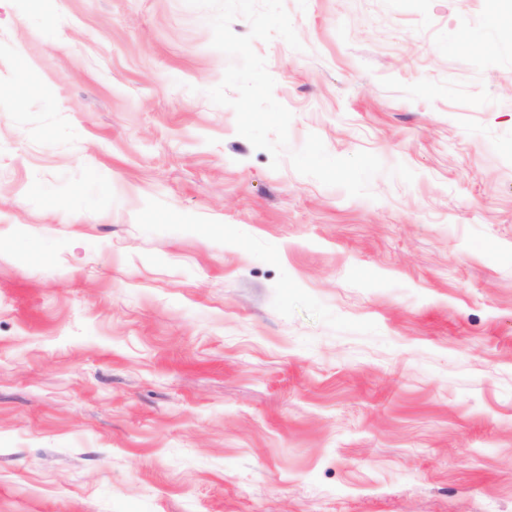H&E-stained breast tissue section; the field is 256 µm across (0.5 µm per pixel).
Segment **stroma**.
<instances>
[{"instance_id":"obj_1","label":"stroma","mask_w":512,"mask_h":512,"mask_svg":"<svg viewBox=\"0 0 512 512\" xmlns=\"http://www.w3.org/2000/svg\"><path fill=\"white\" fill-rule=\"evenodd\" d=\"M291 148L186 0H0V512H512V29L284 0Z\"/></svg>"}]
</instances>
